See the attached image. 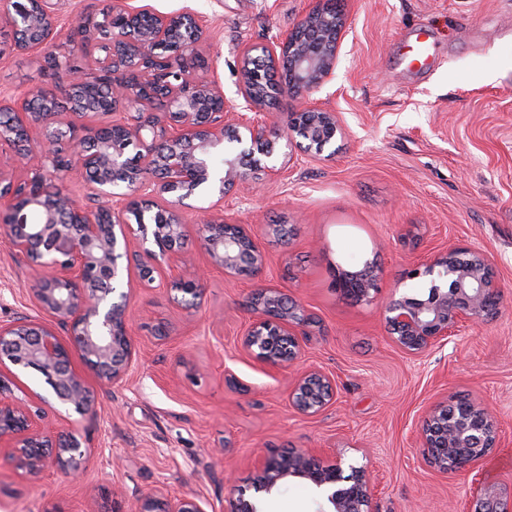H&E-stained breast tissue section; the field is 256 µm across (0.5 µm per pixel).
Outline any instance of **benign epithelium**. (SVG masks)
Returning a JSON list of instances; mask_svg holds the SVG:
<instances>
[{"mask_svg": "<svg viewBox=\"0 0 512 512\" xmlns=\"http://www.w3.org/2000/svg\"><path fill=\"white\" fill-rule=\"evenodd\" d=\"M12 30L20 40L14 48L36 52L49 64L68 66L56 55V30L49 0H4ZM105 22L78 26L75 46L85 47L102 28H112V43H124L119 52L107 47L98 64L110 71L109 90L100 92L77 73L66 91H35L13 104L0 107L13 112V126H0V147L11 151L15 169L30 173L22 181L0 170V234L12 250L38 270L29 288L34 302L52 322L32 319L0 322V364L9 361L34 369L44 378L48 394L19 398L0 375V451L30 476L56 464L76 475L82 469L86 442L75 432L56 434L41 427L47 411L73 409L80 415L96 413L97 401L83 377L72 366L80 354L100 382L112 387L123 381L136 360L129 334L130 295L112 299L113 282L120 275L118 239L129 235L153 238L161 253H174L185 236L183 201L200 186L218 181L224 190L249 177H275L279 169L266 160L285 137L297 146L322 152L341 131L335 112L309 104L288 114L283 131L266 120L238 116L224 119L227 98L213 81L192 77L199 70L198 46L208 37L190 13L166 14L129 7L111 0ZM343 20L315 36L318 47H299L294 32L260 47L272 65L291 60L296 90L319 88L333 74ZM261 74L242 66L237 94L248 107L261 110L266 98L256 93ZM74 104L73 115L124 111L123 119L101 128L74 121L60 122L64 100ZM43 129L41 163L31 167L28 128ZM224 156V166L208 164L211 153ZM80 165L97 186L102 204L94 210L81 206L62 184V172ZM146 189L161 198L134 208L129 192ZM198 235L212 263L230 275L251 276L262 265V254L242 224L224 221L209 207L199 210ZM383 270L368 262L353 279L336 274L333 285L357 301L379 292ZM425 278L423 299L406 294L383 305L388 329L396 344L411 355L421 354L455 335L458 328L482 320L499 309V286L483 252L450 248L408 272ZM186 308L199 307L203 296L200 277L182 275L173 284ZM253 318L242 339L246 351L270 368L287 370L302 355L298 335L304 324L302 305L272 288L259 290ZM66 331L62 339L57 328ZM336 394L334 380L320 372L299 377L289 394L298 413L314 416ZM432 467L444 474L457 473L483 460L499 442L492 414L480 405L459 401L435 404L418 434ZM255 476L245 490L234 487V512H257L254 500L269 495L287 478L306 481L319 495L318 512H369L371 490L364 469L344 465L343 458L325 462L314 450L290 449L286 454L261 456L254 462ZM138 512H205L201 501L171 496L160 488L141 499ZM473 512H512V488L487 486L480 490Z\"/></svg>", "mask_w": 512, "mask_h": 512, "instance_id": "7a95c632", "label": "benign epithelium"}]
</instances>
